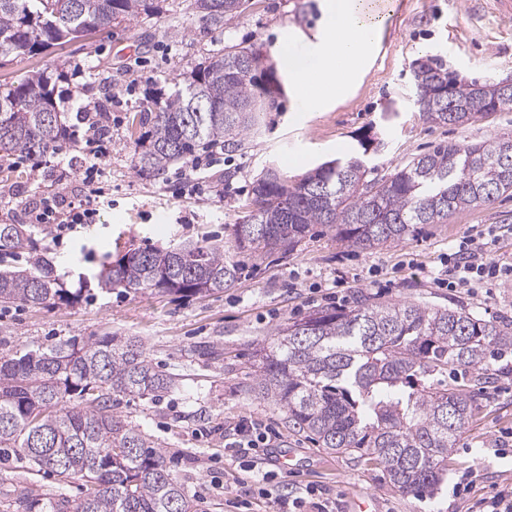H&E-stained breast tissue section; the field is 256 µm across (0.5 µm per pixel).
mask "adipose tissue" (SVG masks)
Instances as JSON below:
<instances>
[{
  "label": "adipose tissue",
  "mask_w": 512,
  "mask_h": 512,
  "mask_svg": "<svg viewBox=\"0 0 512 512\" xmlns=\"http://www.w3.org/2000/svg\"><path fill=\"white\" fill-rule=\"evenodd\" d=\"M322 28L310 61L289 60V86L304 112L324 111L357 86L383 20L366 15L362 0H321Z\"/></svg>",
  "instance_id": "obj_1"
}]
</instances>
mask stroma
Returning a JSON list of instances; mask_svg holds the SVG:
<instances>
[{
  "mask_svg": "<svg viewBox=\"0 0 512 512\" xmlns=\"http://www.w3.org/2000/svg\"><path fill=\"white\" fill-rule=\"evenodd\" d=\"M320 0H247L223 24L193 13L190 0H162L157 14L34 56H1L0 82L63 69L68 91L59 100L65 126H73L81 106L105 103L112 114V142L103 159L108 192L93 223L56 242L52 225L26 226L34 256L43 258L78 287L132 248H168L202 240L234 251V224L253 182L269 165L298 179L320 163L359 151L372 178L381 180L419 154L440 144L468 145L512 136V111L494 112L462 126L423 119L415 104L413 67L434 58L461 78L497 82L512 77V23L489 13L476 0L472 13L454 14L451 0H391L378 34L373 62L356 92L326 112L298 111L284 92L265 112L258 132L243 149L217 151L211 168L193 171L190 162L163 174L140 172L128 123L148 109L151 96L167 97L176 84L211 55L231 45L259 49L279 73L287 60L275 47L284 30L296 26L307 37L319 34ZM88 147L84 138H64L53 150L14 157L0 189V224H25L29 204L53 190L57 163H77ZM223 196H216L215 187ZM492 231L495 257L512 259V195L475 211L450 216L444 224H421L406 240L360 250L347 247L327 227L317 225L286 257L242 254L245 271L232 287L189 297L121 288L92 289L74 303L49 307L15 303L0 307V356L20 348H49L94 336L140 339L153 362L176 375L177 384L154 399L118 397L113 411L161 443L171 473L195 498L202 512H237L234 499L250 480L240 458L224 452V430L240 418L269 426L280 435L266 469L279 484L304 491L314 485L336 496L342 512H470L492 485H512V376L495 377L448 456V474L434 494L423 497L395 488L383 469L365 458L336 454L293 431L272 401L252 385L255 354L272 344L278 327L322 305L320 297L343 281L348 304L410 302L428 307H462L488 319H512V281L472 290L438 287L427 271H441L447 254L472 227ZM290 461L289 468L279 459ZM472 473L467 493L453 495L463 473ZM28 487L77 500L79 484H62L35 472L27 459L0 462V493ZM251 512H270L272 502L248 494Z\"/></svg>",
  "mask_w": 512,
  "mask_h": 512,
  "instance_id": "1",
  "label": "stroma"
}]
</instances>
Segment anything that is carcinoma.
<instances>
[{"label":"carcinoma","mask_w":512,"mask_h":512,"mask_svg":"<svg viewBox=\"0 0 512 512\" xmlns=\"http://www.w3.org/2000/svg\"><path fill=\"white\" fill-rule=\"evenodd\" d=\"M192 9L212 25L233 12ZM158 9L153 0H0V55H34ZM263 54L231 46L191 71L185 87L132 119L135 165L160 175L209 144L228 152L261 121L266 101L283 94L276 66L249 74ZM64 74L39 72L0 83V158L48 148L65 136L56 96ZM419 112L437 125L476 122L512 110V92L451 76L432 60L414 70ZM364 155L325 161L300 180L275 167L252 185L236 249L287 255L316 224L349 246L398 242L418 224H442L512 191V136L469 146L440 145L390 179L368 178ZM22 224H0V304L49 306L81 297L39 260L19 262ZM174 250L131 249L95 275L102 289L193 296L233 286L239 264L205 241ZM512 353V319H484L463 308L367 299L320 308L279 328L259 349L253 390L275 402L292 429L331 451L363 453L401 492L427 494L448 472V454L465 431L490 361ZM471 374L448 382V371ZM139 340L99 336L81 345L0 357V454L22 456L62 483L79 481L77 501L29 490L12 512H198L168 470L161 444L112 412L114 397H155L174 387Z\"/></svg>","instance_id":"obj_1"}]
</instances>
